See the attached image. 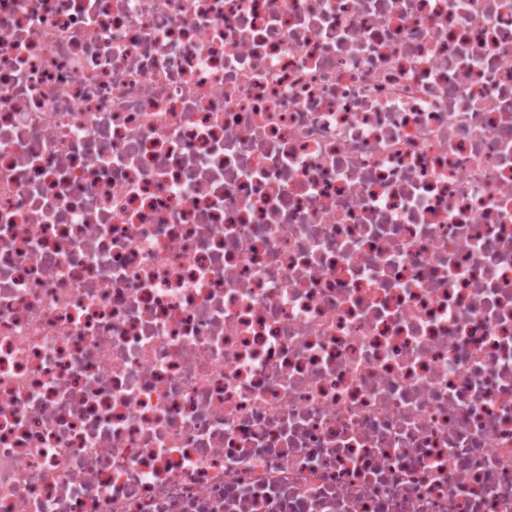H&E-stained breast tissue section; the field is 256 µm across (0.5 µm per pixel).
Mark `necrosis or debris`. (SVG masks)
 I'll return each mask as SVG.
<instances>
[{
	"instance_id": "necrosis-or-debris-1",
	"label": "necrosis or debris",
	"mask_w": 512,
	"mask_h": 512,
	"mask_svg": "<svg viewBox=\"0 0 512 512\" xmlns=\"http://www.w3.org/2000/svg\"><path fill=\"white\" fill-rule=\"evenodd\" d=\"M0 512H512V0H0Z\"/></svg>"
}]
</instances>
